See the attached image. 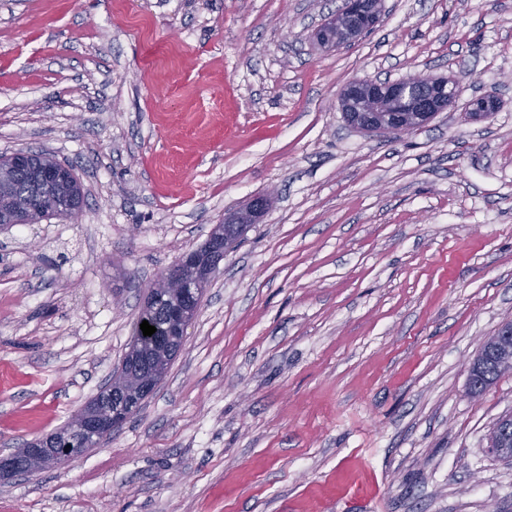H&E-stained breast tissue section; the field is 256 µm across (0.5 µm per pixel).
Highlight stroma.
Listing matches in <instances>:
<instances>
[{
  "mask_svg": "<svg viewBox=\"0 0 512 512\" xmlns=\"http://www.w3.org/2000/svg\"><path fill=\"white\" fill-rule=\"evenodd\" d=\"M341 4L0 0V154L86 190L78 218L0 231V451L68 422L158 273L274 196L137 414L0 481V512H512L488 450L512 374L467 394L512 320V0H383L319 48ZM413 73L461 94L401 137L348 125L349 82ZM342 3L341 9L313 34L325 49L338 48L359 40L380 21L381 0H344ZM36 183L39 186L51 187L68 184L66 168L55 164H47L35 172ZM511 344L512 322L503 324L495 336H491L481 343L476 358L471 360L468 367L469 395L471 397L479 396L490 384L480 375L481 365L485 360L490 358L496 361L498 372L510 371V366H512L511 348L508 351H503V346Z\"/></svg>",
  "mask_w": 512,
  "mask_h": 512,
  "instance_id": "1",
  "label": "stroma"
}]
</instances>
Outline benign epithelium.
<instances>
[{
  "mask_svg": "<svg viewBox=\"0 0 512 512\" xmlns=\"http://www.w3.org/2000/svg\"><path fill=\"white\" fill-rule=\"evenodd\" d=\"M380 3L381 0H343L341 9L317 28L313 37L325 49L360 39L380 21ZM459 94V85L453 79L431 77L426 91L408 76L385 82L365 79L352 81L343 89L340 106L352 127L368 133L397 136L425 126L454 103ZM35 178L37 185L48 188L68 183L66 168L52 163L39 168ZM47 201L43 193L33 192L27 196L23 208L28 212L43 213L47 210ZM270 205L271 197L262 194L254 197L244 209L224 214V223L214 225L205 249L185 252L179 257L169 281L173 301L166 311L165 337L151 353L150 368L145 374L111 402L87 403L75 420L57 431L29 441L15 452L1 453V478L62 464L83 450L98 446L143 405L163 377L175 344L197 316L201 285ZM511 344L512 322L503 324L496 335L481 343L476 358L468 367L470 396H479L489 385V381L480 375L485 360L496 361L499 372L512 370V352L504 350ZM76 438L83 447H69Z\"/></svg>",
  "mask_w": 512,
  "mask_h": 512,
  "instance_id": "obj_1",
  "label": "benign epithelium"
}]
</instances>
